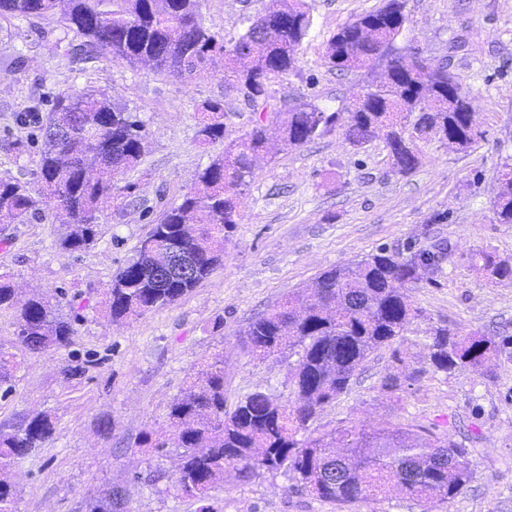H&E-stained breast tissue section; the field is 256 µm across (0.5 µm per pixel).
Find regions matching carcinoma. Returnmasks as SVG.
I'll list each match as a JSON object with an SVG mask.
<instances>
[{
  "instance_id": "carcinoma-1",
  "label": "carcinoma",
  "mask_w": 512,
  "mask_h": 512,
  "mask_svg": "<svg viewBox=\"0 0 512 512\" xmlns=\"http://www.w3.org/2000/svg\"><path fill=\"white\" fill-rule=\"evenodd\" d=\"M202 0H0L5 19H57L82 39L76 49L134 66L156 57L155 69L183 80L216 72L245 94L256 115L245 137L224 148L198 174L200 188L163 212L136 255L114 276L104 306L111 321L139 318L171 305L209 278L223 262L228 232L241 221V199L267 150L268 127L288 148L300 147L344 123L355 147L382 135L394 170L407 174L420 163L417 142L436 138L455 150L475 141L473 115L463 111L471 93L458 85L448 65L431 66L423 54L402 52L396 40L407 17L404 0L358 16L328 40L325 60L340 71L386 64L384 84L329 112L312 101L272 109L266 84L294 70L299 49L313 29L304 0H272L266 14L246 19L242 34L226 44L204 27ZM288 19L283 33L263 31L270 16ZM39 104L14 113L20 127L36 128L43 140L40 187L0 179V224H22L45 206L64 217L58 239L64 251L86 248L96 237L100 205L114 197L117 177L139 165L144 154V124L103 92L87 87L51 101L47 115ZM200 142L224 138V104L208 100L196 107ZM499 192L492 204L498 223L512 224V163L504 161ZM409 254L379 247L359 259L323 271L310 288L253 320L244 331L247 353L298 355L288 380L294 398L285 402L253 390L227 408L224 360L201 369L188 392L169 410L171 433L140 443L178 450L174 485L199 502L198 512H214L209 492L224 485L228 473L248 480L261 470L297 474L301 490L315 499L346 504L398 491L429 512V505L453 498L468 481V449L449 434H419L389 420L372 426L350 425L297 439L308 432L324 405L346 392L360 365L373 352L404 340L421 316L407 294L410 286L442 270L447 248ZM181 257L192 263L187 278L166 277L165 268ZM471 265L490 282L512 279V262L476 251ZM42 295L21 306L17 340L29 352L60 350L70 344L72 323L60 299ZM435 370L469 365L489 368L512 358V336H462L436 327L427 345ZM16 354L0 349V395L12 392ZM46 414L18 429L0 427V512H19L11 480L17 460L42 447L53 435ZM85 512H126L118 490L85 501Z\"/></svg>"
}]
</instances>
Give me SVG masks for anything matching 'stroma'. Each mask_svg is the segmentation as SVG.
Masks as SVG:
<instances>
[{
    "label": "stroma",
    "instance_id": "obj_1",
    "mask_svg": "<svg viewBox=\"0 0 512 512\" xmlns=\"http://www.w3.org/2000/svg\"><path fill=\"white\" fill-rule=\"evenodd\" d=\"M314 27L294 72L267 86L279 108L310 100L329 111L350 103L381 71H339L324 60L328 39L384 0H306ZM270 0H203L207 28L237 38L245 19ZM408 23L398 46L423 50L431 62L451 57V70L475 97L479 137L465 152L439 140L421 142L411 173L392 169L377 138L352 147L342 127L297 148L274 149L259 161L242 198L244 218L224 244V261L176 303L111 323L101 306L112 278L136 254L165 209L197 185V174L226 142L252 127L240 91L211 75L177 80L153 69L68 50L73 32L53 21L0 18V177L39 186V145L16 150L14 112L32 99H54L92 86L137 113L146 130L143 159L120 176L124 190L98 215L94 242L61 250L53 210L22 224H0V276L18 303L0 309V349L16 353L12 391L0 398V426H20L46 413L55 433L15 464L20 512H79L86 495L121 490L127 512H197L173 487L176 449L141 445L169 429L168 411L192 377L224 360L227 406L253 389L291 396L287 355L263 360L243 348L248 324L312 285L320 273L384 246L453 251L443 272L408 295L423 312L404 341L371 354L349 390L327 404L315 427L371 425L389 419L412 430L450 434L469 450L470 480L431 512H512V359L490 370L434 371L428 331L512 336V282L489 283L470 264L484 250L512 259V224L494 220L501 164L512 155V0H406ZM224 102V137L201 144L197 105ZM65 292L75 320L68 348L19 353V305L35 294ZM402 377L395 392L386 377ZM285 471L261 472L210 492L215 512H421L394 492L345 505L312 498Z\"/></svg>",
    "mask_w": 512,
    "mask_h": 512
}]
</instances>
